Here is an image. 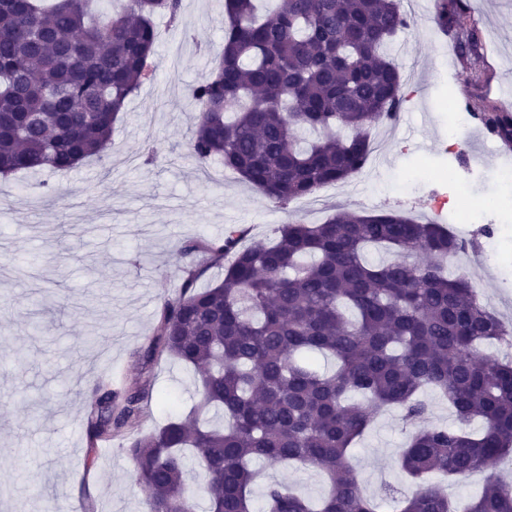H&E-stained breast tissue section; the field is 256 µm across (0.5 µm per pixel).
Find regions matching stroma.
Masks as SVG:
<instances>
[{"label":"stroma","mask_w":512,"mask_h":512,"mask_svg":"<svg viewBox=\"0 0 512 512\" xmlns=\"http://www.w3.org/2000/svg\"><path fill=\"white\" fill-rule=\"evenodd\" d=\"M461 27L479 25L492 52L481 78L455 56L433 12L412 16L395 38L390 59L406 80L404 121L373 127L376 151L360 176L336 184L326 202L293 201L282 210L229 170L200 169L188 154L197 109L187 94L203 80L224 44V0H182L178 22L155 18V69L128 99L102 160L67 172H17L0 177V512H141L145 493L119 445L90 449L84 412L100 377L153 382L152 429L186 412L196 384L170 359L144 366L164 300L177 293L185 243L222 236L229 224L248 230L247 243L271 239L278 225L319 224L333 208L393 210L420 221L453 216L457 199L438 206L448 172L464 174L480 160L491 177L459 183L471 214L496 213L490 260L459 256L494 310L512 322V164L506 149L470 113L512 90V0H468ZM158 154L145 163L142 150ZM50 302L35 316L33 299ZM405 440L400 412L381 413L358 442L353 464L369 496L392 512L385 487L413 485L401 470ZM254 487L255 512L264 490L279 481L316 500L328 486L310 467L266 466Z\"/></svg>","instance_id":"stroma-1"}]
</instances>
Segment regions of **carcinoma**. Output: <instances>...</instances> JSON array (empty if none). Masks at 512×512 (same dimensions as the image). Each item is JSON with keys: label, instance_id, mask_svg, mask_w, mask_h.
<instances>
[{"label": "carcinoma", "instance_id": "obj_1", "mask_svg": "<svg viewBox=\"0 0 512 512\" xmlns=\"http://www.w3.org/2000/svg\"><path fill=\"white\" fill-rule=\"evenodd\" d=\"M92 2L0 0L1 174L65 172L101 156L157 53L154 17L175 20L182 9V0H128L104 16ZM257 2L224 0L223 51L189 88L198 117L188 149L201 165L221 157L284 207L362 170L369 128L402 111L405 81L384 50L410 20L400 0H280L264 15ZM466 9L465 0H446L436 24L474 68L485 45L477 26L458 27ZM479 112L511 145L512 110ZM242 237L232 224L222 239L181 249L224 264V278L196 288L202 268L185 266L143 352L193 372L199 400L188 417L144 433L151 379L94 387L89 445L126 443L145 512H251L256 460L317 468L329 484L316 503L269 484L265 512H376L350 454L392 406L417 426L399 450L417 489L395 512H458L428 476L512 462V357L475 361L509 333L470 279L451 272L465 241L395 211L282 224L272 242L247 247ZM370 247L392 258L371 262ZM308 352L331 355L336 370L320 371ZM426 388L448 399L457 425L423 424ZM191 463L201 499L186 483ZM463 512H512V485L489 480Z\"/></svg>", "mask_w": 512, "mask_h": 512}]
</instances>
